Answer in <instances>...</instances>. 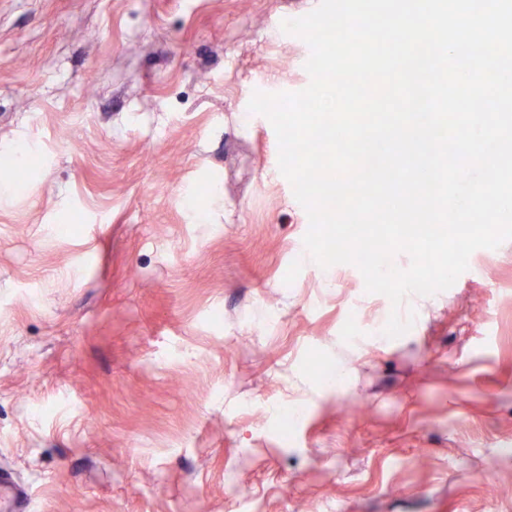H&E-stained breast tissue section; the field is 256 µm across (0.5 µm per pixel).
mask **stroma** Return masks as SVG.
<instances>
[{
    "label": "stroma",
    "instance_id": "35a3bbf8",
    "mask_svg": "<svg viewBox=\"0 0 512 512\" xmlns=\"http://www.w3.org/2000/svg\"><path fill=\"white\" fill-rule=\"evenodd\" d=\"M319 3L0 0V158L26 165L0 170V473L22 512H512V239L397 309L303 257L248 103L309 84L281 24ZM394 310L414 323L390 338Z\"/></svg>",
    "mask_w": 512,
    "mask_h": 512
}]
</instances>
